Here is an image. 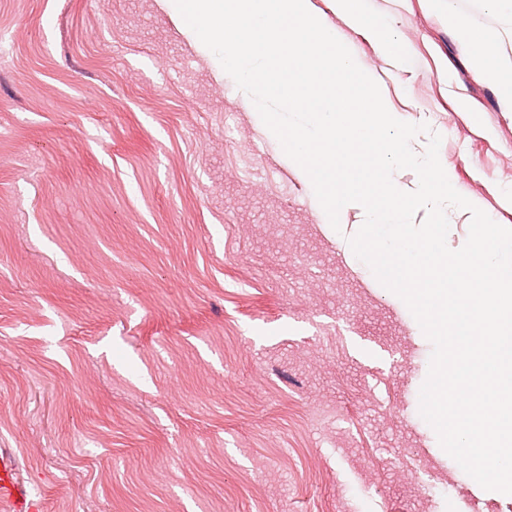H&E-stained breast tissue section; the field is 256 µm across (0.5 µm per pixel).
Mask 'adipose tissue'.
<instances>
[{
  "label": "adipose tissue",
  "mask_w": 512,
  "mask_h": 512,
  "mask_svg": "<svg viewBox=\"0 0 512 512\" xmlns=\"http://www.w3.org/2000/svg\"><path fill=\"white\" fill-rule=\"evenodd\" d=\"M501 28L496 46H488L483 31L466 24L456 11L447 14L448 23L460 34L461 47L483 82L497 92L498 109L512 114V0H495Z\"/></svg>",
  "instance_id": "adipose-tissue-1"
}]
</instances>
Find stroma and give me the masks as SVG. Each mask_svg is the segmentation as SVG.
I'll use <instances>...</instances> for the list:
<instances>
[{"mask_svg":"<svg viewBox=\"0 0 512 512\" xmlns=\"http://www.w3.org/2000/svg\"><path fill=\"white\" fill-rule=\"evenodd\" d=\"M378 2L411 58L391 103L512 225V115L438 8ZM262 126L155 0H0V452L42 512H456L476 488L419 413L431 343Z\"/></svg>","mask_w":512,"mask_h":512,"instance_id":"35a3bbf8","label":"stroma"}]
</instances>
